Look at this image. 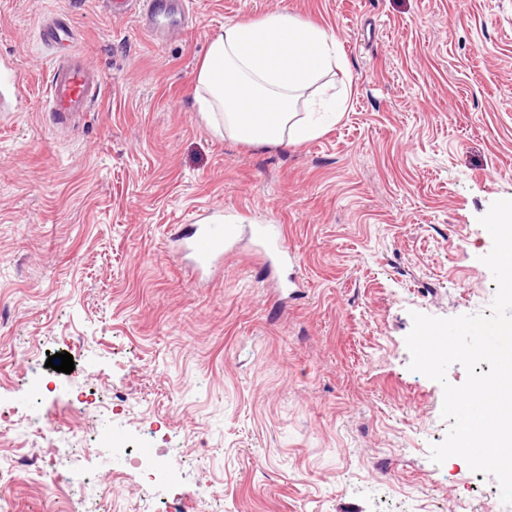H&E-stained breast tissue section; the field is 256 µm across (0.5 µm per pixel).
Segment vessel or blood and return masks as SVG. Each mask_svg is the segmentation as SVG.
<instances>
[{"label": "vessel or blood", "mask_w": 512, "mask_h": 512, "mask_svg": "<svg viewBox=\"0 0 512 512\" xmlns=\"http://www.w3.org/2000/svg\"><path fill=\"white\" fill-rule=\"evenodd\" d=\"M112 15L134 16L139 30L151 39L182 30L191 0H105ZM39 38L52 53L49 82L44 96V109L51 112L56 124L64 125L88 112L103 88L100 73L91 67L77 44L79 33L66 13L44 18L39 25ZM7 77L0 79V112L13 111L19 97L16 79L11 76V63L0 66ZM250 232L270 258L281 264H292L296 256L285 244V227L281 224H228L224 215L215 212L203 224H181L172 234L174 251L188 265L195 278H203L221 269L224 258L243 232Z\"/></svg>", "instance_id": "b4317fda"}]
</instances>
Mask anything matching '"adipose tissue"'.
Segmentation results:
<instances>
[{
  "label": "adipose tissue",
  "mask_w": 512,
  "mask_h": 512,
  "mask_svg": "<svg viewBox=\"0 0 512 512\" xmlns=\"http://www.w3.org/2000/svg\"><path fill=\"white\" fill-rule=\"evenodd\" d=\"M336 65V38L285 13L224 26L197 73L194 101L225 133L256 144L302 142L320 128L296 107Z\"/></svg>",
  "instance_id": "1"
}]
</instances>
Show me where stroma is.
Wrapping results in <instances>:
<instances>
[{"label": "stroma", "mask_w": 512, "mask_h": 512, "mask_svg": "<svg viewBox=\"0 0 512 512\" xmlns=\"http://www.w3.org/2000/svg\"><path fill=\"white\" fill-rule=\"evenodd\" d=\"M66 12L100 98L61 129L42 101V17ZM285 12L332 31L349 94L320 135L249 144L193 100L229 23ZM21 109L0 112V484L12 512H485L494 478L437 464L442 386L409 368L412 315L489 314L479 222L512 198V0H194L157 45L103 0H0V59ZM284 225L306 286L278 301L240 238L192 280L175 225ZM68 352L75 368L47 367ZM45 433L27 437L31 390ZM92 404L72 407L80 388ZM160 455L123 475L112 446ZM101 445L86 459L84 444ZM86 469L102 495L74 483Z\"/></svg>", "instance_id": "obj_1"}]
</instances>
